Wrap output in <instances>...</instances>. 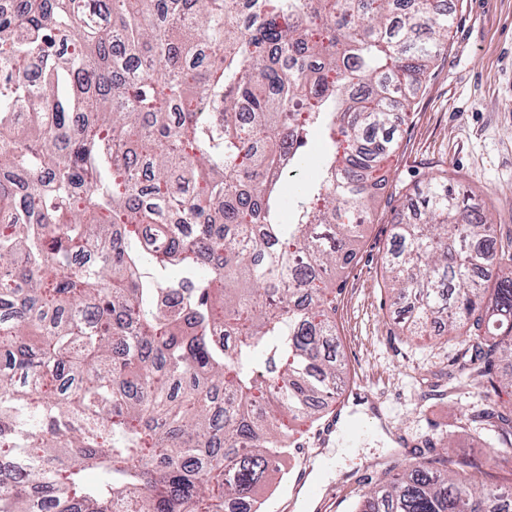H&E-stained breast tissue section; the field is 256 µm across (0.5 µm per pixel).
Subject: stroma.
Masks as SVG:
<instances>
[{
  "mask_svg": "<svg viewBox=\"0 0 512 512\" xmlns=\"http://www.w3.org/2000/svg\"><path fill=\"white\" fill-rule=\"evenodd\" d=\"M448 9L447 49L402 127L388 182L336 293L344 385L368 398L342 411L378 424L352 446L320 440L317 424L302 423L300 446L274 475L264 512H350L377 462L408 466L427 439L451 438L459 458L487 464L494 455L466 420L477 384L454 377L456 347L401 334L407 305L392 301L382 266L393 209L415 211L414 188L448 168L473 204L493 203L495 224L512 238V0H448Z\"/></svg>",
  "mask_w": 512,
  "mask_h": 512,
  "instance_id": "stroma-1",
  "label": "stroma"
}]
</instances>
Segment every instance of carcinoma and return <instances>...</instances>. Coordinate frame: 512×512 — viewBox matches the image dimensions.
<instances>
[{"label":"carcinoma","instance_id":"carcinoma-1","mask_svg":"<svg viewBox=\"0 0 512 512\" xmlns=\"http://www.w3.org/2000/svg\"><path fill=\"white\" fill-rule=\"evenodd\" d=\"M445 0H13L0 13V512H260L336 398V277ZM330 151L279 221L311 130ZM394 210L400 326L467 352L512 470V243L449 174ZM176 266L182 276L167 277ZM353 512H512L447 449Z\"/></svg>","mask_w":512,"mask_h":512}]
</instances>
